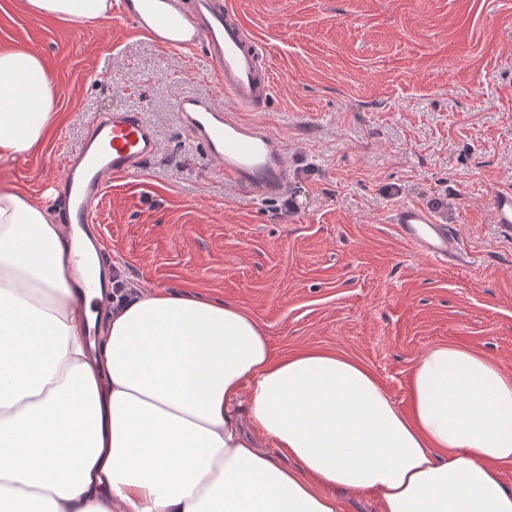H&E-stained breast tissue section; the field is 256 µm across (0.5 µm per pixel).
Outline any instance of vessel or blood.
<instances>
[{
  "instance_id": "1",
  "label": "vessel or blood",
  "mask_w": 512,
  "mask_h": 512,
  "mask_svg": "<svg viewBox=\"0 0 512 512\" xmlns=\"http://www.w3.org/2000/svg\"><path fill=\"white\" fill-rule=\"evenodd\" d=\"M112 9L169 52L202 51L225 96L237 106L258 112L273 97L266 49L247 36L244 22L222 0H114ZM176 107L226 180L263 200L284 191L289 177L285 147L264 123L241 121L208 97L183 95ZM157 150L154 128L141 111L98 113L79 146L65 156L62 177L49 185L64 201L68 234L87 235L101 245L96 211L107 184L138 174ZM492 209L496 224L511 234L512 191L495 193ZM391 222L402 240L433 261H456L462 255L452 227L424 206L397 205Z\"/></svg>"
}]
</instances>
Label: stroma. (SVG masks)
I'll list each match as a JSON object with an SVG mask.
<instances>
[{
  "label": "stroma",
  "instance_id": "obj_1",
  "mask_svg": "<svg viewBox=\"0 0 512 512\" xmlns=\"http://www.w3.org/2000/svg\"><path fill=\"white\" fill-rule=\"evenodd\" d=\"M229 2L270 48L277 88L259 113L234 108L201 52L170 53L117 17L80 25L0 0V50L40 55L61 114L43 147L0 160V189L49 202L43 184L94 113L143 110L158 152L97 211L116 276L237 305L275 353L355 358L404 410L433 346L512 369V235L492 210L512 190V0ZM183 94L266 123L288 152L285 192L259 201L226 181L182 123ZM402 203L450 224L462 261L403 243Z\"/></svg>",
  "mask_w": 512,
  "mask_h": 512
}]
</instances>
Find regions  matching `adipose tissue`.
Listing matches in <instances>:
<instances>
[{
  "instance_id": "adipose-tissue-1",
  "label": "adipose tissue",
  "mask_w": 512,
  "mask_h": 512,
  "mask_svg": "<svg viewBox=\"0 0 512 512\" xmlns=\"http://www.w3.org/2000/svg\"><path fill=\"white\" fill-rule=\"evenodd\" d=\"M24 3L112 15V0ZM57 117L42 58L0 51V158L41 147ZM70 251L52 210L0 190V512H339L340 491L380 512H512V372L495 360L430 348L404 411L358 360L274 356L221 300L114 296L95 249Z\"/></svg>"
}]
</instances>
